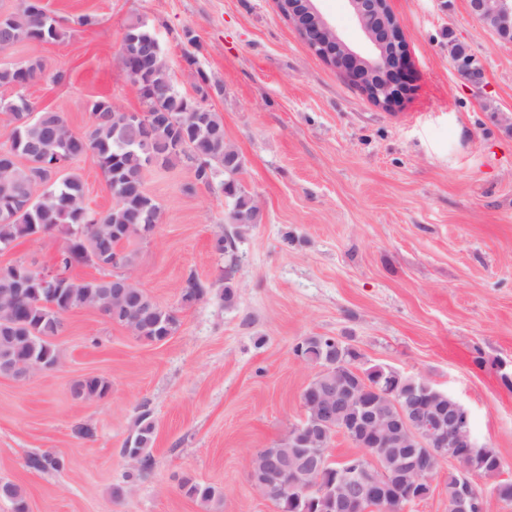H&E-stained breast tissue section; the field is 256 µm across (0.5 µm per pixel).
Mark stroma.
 Here are the masks:
<instances>
[{
  "instance_id": "stroma-1",
  "label": "stroma",
  "mask_w": 512,
  "mask_h": 512,
  "mask_svg": "<svg viewBox=\"0 0 512 512\" xmlns=\"http://www.w3.org/2000/svg\"><path fill=\"white\" fill-rule=\"evenodd\" d=\"M42 2L71 36L0 52L2 64L43 61L46 77L23 89L33 105L78 129L100 98L140 111L117 54L128 20L145 19L178 90L193 93L202 73L220 84L207 105L245 160L240 180L261 222L236 235L227 262L212 248L231 230L223 194L188 191L183 165L145 173L161 222L137 244L134 276L177 315L178 330L147 343L76 309L55 339L54 370L0 375V479L21 487L29 512H280L252 485L250 462L303 416L315 370L292 348L308 336L339 338L361 365L457 399L479 442L497 450L502 478H512V389L500 378L512 368V129L500 120L512 113V43L469 0H389L408 65L401 100L385 110L316 56L273 0ZM316 6L349 45H364L347 0ZM82 14L95 24L75 26ZM452 41L481 64L480 84L457 71ZM68 169L91 209L112 207L93 155ZM65 242L56 231L21 243L0 251V266H50ZM191 273L208 284L230 276L235 304L213 295L183 303L180 283ZM89 375L110 383L105 398L74 397ZM145 409L156 421L155 465L131 482L121 448ZM79 425L92 436L78 437ZM43 453L63 468L30 469L29 457ZM186 478L219 487L221 503L185 496Z\"/></svg>"
}]
</instances>
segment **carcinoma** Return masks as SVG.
Listing matches in <instances>:
<instances>
[{"label":"carcinoma","instance_id":"cac0c4a2","mask_svg":"<svg viewBox=\"0 0 512 512\" xmlns=\"http://www.w3.org/2000/svg\"><path fill=\"white\" fill-rule=\"evenodd\" d=\"M70 35L50 16L41 0H18L14 10L0 12V51L16 43H56ZM45 75L40 59H30L26 69L13 64H0V88L29 85ZM142 91L143 111L151 109L172 113L174 120L159 119L150 131L151 148L144 150L143 129L126 112L115 109L106 99L95 100L90 107V122L82 130L74 129L60 112H30L28 99L14 95L0 98V113L14 124L11 144L0 150V249L21 242L37 241L54 230L66 235V244L56 263L66 277L51 296L42 293L37 276L20 265L0 266V356L16 363H26L41 357L50 364L60 362L61 354L51 338L58 335L57 323L72 307H85L105 312L112 323L120 326L130 313L112 304L105 290L112 282L104 279H78L73 271L84 265L90 256L109 263L124 245L143 238L145 232L157 227L160 207L143 187L144 172L151 166L172 167L188 160L187 150L197 148L204 155L202 163L192 170V191L197 186L223 191L228 201V223L238 230H246L260 223V210L236 179L242 169L240 154L224 142L222 118L205 105L209 78L200 74L196 86L197 99L178 91L168 66L146 64L140 75L131 78ZM92 154L107 178L115 203L105 213L90 209L85 201V186L75 174L60 175L58 162L70 161ZM25 276L31 281L30 293L24 299H14L3 289L15 287V277ZM181 299L186 304L203 300L210 293L194 274L184 279ZM129 289L145 303L144 312L154 329L146 340L152 342L176 332L179 320L175 313L153 300L132 281ZM308 362L323 364L343 359L357 363L360 354L332 336H308L293 347ZM110 391L109 382L99 376H87L76 382L73 394L80 399H101ZM156 425L149 411L140 412L135 420L130 451L139 457V466L130 476L142 479L154 467L148 452L155 436ZM303 449L293 441L259 451L251 461L256 476L267 470L271 456H299ZM400 448L375 450L377 465L374 471L394 482L410 475L400 470ZM366 452L354 454L345 460L324 466L319 489L308 493L290 492L275 500L281 512H319L315 500L318 490L336 488L342 477L364 474ZM502 461L497 452L484 446L471 460L479 476L491 477L500 473ZM34 470H59L62 459L45 454L29 458ZM186 496L210 505L222 498L212 485L192 479L182 482ZM0 498L14 504L25 502L22 489L11 481L0 483Z\"/></svg>","mask_w":512,"mask_h":512}]
</instances>
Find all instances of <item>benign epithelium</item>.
I'll list each match as a JSON object with an SVG mask.
<instances>
[{
  "instance_id": "obj_1",
  "label": "benign epithelium",
  "mask_w": 512,
  "mask_h": 512,
  "mask_svg": "<svg viewBox=\"0 0 512 512\" xmlns=\"http://www.w3.org/2000/svg\"><path fill=\"white\" fill-rule=\"evenodd\" d=\"M277 7L288 6V21L300 32L303 40L328 64L343 72L361 87L374 105L390 108L403 94L402 79L407 65L405 40L401 24L389 6V0H349V5L361 30L370 40L374 53L364 57L352 50L340 37L322 13L314 0H275ZM470 9L484 26L494 31L501 39L512 41V0H470ZM448 54L462 70L479 69L477 59L471 54L459 51L456 45L448 46ZM130 270H122V276L112 278V301L133 303L126 286L130 283ZM38 359L26 367L6 363L0 373L17 380L29 377L42 367ZM405 395L396 391L386 392L383 405L392 410L391 419L383 424L376 407L362 399L359 389L351 388L345 393L330 390L314 401L307 394L301 395L303 411L314 409L315 420L302 417L295 424V430L302 441V447L311 448L328 429L335 428L336 408L343 403L360 407L361 414L351 419L342 433L347 436L358 434L362 448H387L392 433H397L424 449V452L410 454L404 460V468L418 475L427 491L433 489V467L428 459L443 465L454 462L460 467L461 490L448 500L449 512H471L469 497L476 485L477 473L467 464V448L479 447L474 433L463 436L453 422L434 412L416 410L404 401ZM293 466L284 458L277 459L269 468L276 476V482L269 483L250 476L253 486L265 497L283 492L288 483V472ZM422 499L410 492L403 494L404 504L397 506L391 501L390 486L376 477L359 480L356 477L343 482V487L330 494L329 512H403L411 504Z\"/></svg>"
}]
</instances>
